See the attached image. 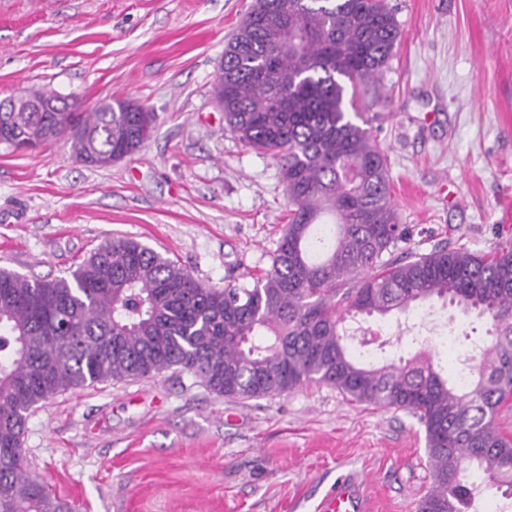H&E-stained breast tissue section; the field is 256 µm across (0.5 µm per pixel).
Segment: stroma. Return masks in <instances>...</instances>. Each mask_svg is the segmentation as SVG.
<instances>
[{
    "label": "stroma",
    "mask_w": 512,
    "mask_h": 512,
    "mask_svg": "<svg viewBox=\"0 0 512 512\" xmlns=\"http://www.w3.org/2000/svg\"><path fill=\"white\" fill-rule=\"evenodd\" d=\"M253 0H0V99L32 86L94 105L130 97L149 139L106 169L56 144L0 145V268L63 276L129 237L199 281L247 284L288 223L279 164L224 129L214 83ZM402 37L362 102L389 159L407 241L392 258L512 242V0H388ZM349 346L380 364L428 347L443 375L487 340L488 318L433 299L368 319ZM31 467L73 512H316L339 475L369 512H418L425 431L306 383L229 399L192 375L67 391L33 412Z\"/></svg>",
    "instance_id": "obj_1"
}]
</instances>
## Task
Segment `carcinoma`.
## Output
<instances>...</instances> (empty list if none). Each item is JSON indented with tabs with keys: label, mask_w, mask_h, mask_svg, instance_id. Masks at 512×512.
Returning <instances> with one entry per match:
<instances>
[{
	"label": "carcinoma",
	"mask_w": 512,
	"mask_h": 512,
	"mask_svg": "<svg viewBox=\"0 0 512 512\" xmlns=\"http://www.w3.org/2000/svg\"><path fill=\"white\" fill-rule=\"evenodd\" d=\"M402 36L387 0H254L224 49L215 91L225 127L276 158L289 218L264 273L213 288L132 238L93 249L65 277L0 269V512H70L30 472L33 409L68 390L180 370L226 398L330 385L348 400L415 416L432 484L419 512H478L481 488L512 498V245L385 258L407 239L387 157L358 98ZM45 89L0 112V145L64 142L107 168L134 153L154 112L116 96L83 112H34ZM434 298L492 320L490 342L450 382L429 350L356 359L340 326Z\"/></svg>",
	"instance_id": "obj_1"
}]
</instances>
